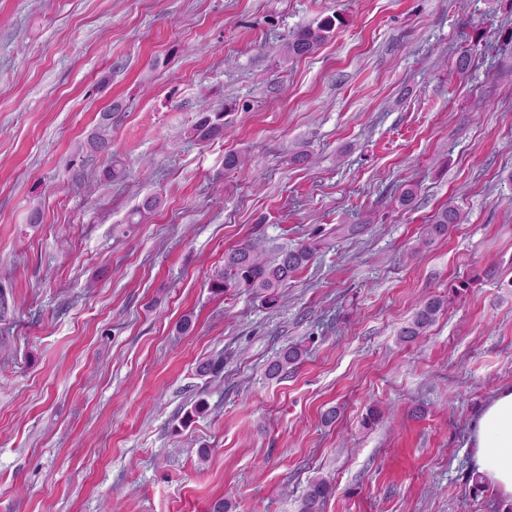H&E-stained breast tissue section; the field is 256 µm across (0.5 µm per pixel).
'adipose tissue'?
Instances as JSON below:
<instances>
[{"label": "adipose tissue", "mask_w": 512, "mask_h": 512, "mask_svg": "<svg viewBox=\"0 0 512 512\" xmlns=\"http://www.w3.org/2000/svg\"><path fill=\"white\" fill-rule=\"evenodd\" d=\"M475 473L512 500V387L489 398L470 435Z\"/></svg>", "instance_id": "obj_1"}]
</instances>
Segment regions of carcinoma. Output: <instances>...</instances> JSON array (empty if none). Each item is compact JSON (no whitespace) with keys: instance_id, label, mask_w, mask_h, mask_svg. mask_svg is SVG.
<instances>
[{"instance_id":"carcinoma-1","label":"carcinoma","mask_w":512,"mask_h":512,"mask_svg":"<svg viewBox=\"0 0 512 512\" xmlns=\"http://www.w3.org/2000/svg\"><path fill=\"white\" fill-rule=\"evenodd\" d=\"M343 23L340 15L325 16L312 25L305 26L288 38L285 42V54L288 57H303L317 50L332 35L336 26ZM224 130V112H215L206 107L201 109L197 122L189 131V137L210 139L220 135ZM158 200L154 196L147 197L141 205L129 215L128 222L139 224L145 215L155 209ZM461 223L460 212L446 206L438 210L430 222L424 225L422 240L431 242L448 234L452 224ZM315 248L309 244L285 247L278 257L270 261L265 249L254 242H248L224 253V271L216 275L210 284L215 293H222L229 288H247L262 297L269 306H276L282 299L281 288L312 260ZM445 302L440 297H430L422 301L412 320L399 331L400 340L411 343L426 335L429 328L436 322ZM305 347L293 343L283 348L267 366L270 377H278L298 365ZM333 491L329 478L319 476L309 483L302 499L300 512H320V503Z\"/></svg>"}]
</instances>
